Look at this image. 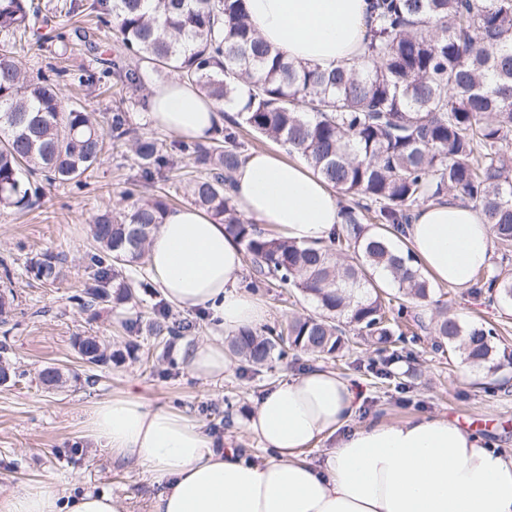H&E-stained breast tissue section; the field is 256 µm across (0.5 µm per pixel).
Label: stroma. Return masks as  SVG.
Instances as JSON below:
<instances>
[{
    "mask_svg": "<svg viewBox=\"0 0 512 512\" xmlns=\"http://www.w3.org/2000/svg\"><path fill=\"white\" fill-rule=\"evenodd\" d=\"M60 0H39L44 27L40 42L24 46L19 58L31 69L67 67L79 73L91 54L75 46L68 58L58 52V36L72 37V25L51 20ZM136 195L169 192L178 205L188 202L185 186L144 183L133 152L123 148L108 154L83 185L47 186L40 200L24 212L0 213V263L10 269L0 274V292L12 291L14 311L0 326V360L19 367L15 382L0 386V485L21 490L44 482L63 493L105 491L117 497L124 512H148L158 488L148 475L132 465L113 460L103 446L87 437L86 418L103 399L136 392L147 402L189 413L210 433L247 449L251 458L265 455L258 439L245 427L257 398L272 384L306 371L317 357L272 360L259 372L242 375L232 368L223 380L203 381L188 374L182 350L202 336L218 335L209 314L176 311L178 320L191 323L186 336L174 340L165 360L149 361L153 337L125 331L124 324L137 314H148L161 299L160 291L140 294L137 307H125L99 315L80 310L76 298L94 267L95 245L90 224L99 212L127 206V190ZM45 252L63 258L62 276L45 284L29 272L32 258ZM449 306L474 324H504L509 332L503 343L512 353V310L487 302L466 290L437 287ZM421 326L413 358L391 366L404 375L405 390L395 389L371 372L382 358L375 345L355 339L343 360L331 367L357 382L364 394L358 421L386 413L401 420L418 412L442 413L458 419L464 428L488 437L496 447L512 449V395L484 391L488 379H512V365L496 357L495 367L473 368L459 355L435 350L430 336V310L415 311ZM79 336H100L118 353L116 361L89 366L74 349ZM61 369V387L44 389L37 378L40 368Z\"/></svg>",
    "mask_w": 512,
    "mask_h": 512,
    "instance_id": "obj_1",
    "label": "stroma"
}]
</instances>
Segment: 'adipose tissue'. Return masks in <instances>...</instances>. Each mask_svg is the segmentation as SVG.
I'll use <instances>...</instances> for the list:
<instances>
[{
	"instance_id": "1",
	"label": "adipose tissue",
	"mask_w": 512,
	"mask_h": 512,
	"mask_svg": "<svg viewBox=\"0 0 512 512\" xmlns=\"http://www.w3.org/2000/svg\"><path fill=\"white\" fill-rule=\"evenodd\" d=\"M246 9L258 35L289 59L331 67L364 52L371 0H246ZM147 109L155 127L181 139L205 143L224 125V104L187 81L154 87ZM230 194L245 217L300 245L326 243L342 222L337 191L301 158L251 152ZM493 239L479 212L451 198L416 210L404 237L434 282L459 289L489 266ZM147 263L170 303L208 310L225 337L269 319L267 307L238 287L241 247L195 206L165 214ZM182 357L191 376L212 382L233 364L222 341L196 342ZM361 399L360 387L320 365L273 384L248 422L270 453L261 462L133 393L98 401L86 424L113 459L134 463L158 486L150 512H512V452L443 414H379L355 424ZM327 438L333 444L321 462L303 457ZM0 512H120V505L90 490L64 498L45 483L0 486Z\"/></svg>"
}]
</instances>
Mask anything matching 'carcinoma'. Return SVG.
Here are the masks:
<instances>
[{"mask_svg": "<svg viewBox=\"0 0 512 512\" xmlns=\"http://www.w3.org/2000/svg\"><path fill=\"white\" fill-rule=\"evenodd\" d=\"M244 0H63L64 16L97 20L74 29L91 51L96 32L115 38L111 65L73 74L66 68L29 71L16 59L17 43L35 35L39 8L29 0H0V210L23 211L32 194L23 175L49 186L82 182L108 153L129 147L144 182L188 175L191 204L224 225L249 260L248 287L290 288L315 313L243 329L230 346L247 372L290 353L345 356L349 334L386 350L419 339L408 305H435V347L483 367L496 356L497 329L475 325L435 298L401 236L416 209L448 196L479 211L494 242L512 247V0H372L363 55L331 70L273 50L254 31ZM145 63L172 74L206 96L236 106L206 144L174 140L165 146L139 132L126 103L146 107ZM118 105L99 126L93 113L70 103L60 86L76 81L111 90ZM298 151L340 194L342 228L324 245L300 246L245 219L229 194L246 158L243 134ZM169 209L168 195L136 199L105 210L91 225L103 250L92 282L77 297L85 311L134 301L152 288L128 275L144 259L152 233ZM52 252L30 261L40 281L60 277ZM390 271L397 293L383 295L372 271ZM471 291L512 305V278L482 270ZM192 325L169 320L162 303L146 331L174 339ZM74 348L93 365L115 357L96 336ZM46 387L63 384L59 369L38 372Z\"/></svg>", "mask_w": 512, "mask_h": 512, "instance_id": "carcinoma-1", "label": "carcinoma"}]
</instances>
